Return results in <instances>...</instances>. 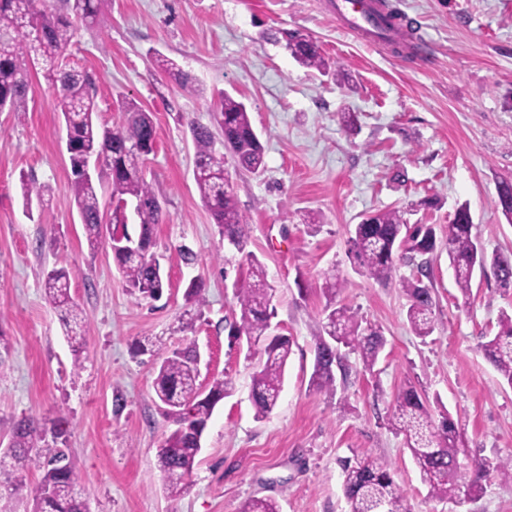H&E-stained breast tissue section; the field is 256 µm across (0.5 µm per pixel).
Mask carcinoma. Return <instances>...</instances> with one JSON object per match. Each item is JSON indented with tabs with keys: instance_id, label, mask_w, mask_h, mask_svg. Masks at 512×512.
<instances>
[{
	"instance_id": "cac0c4a2",
	"label": "carcinoma",
	"mask_w": 512,
	"mask_h": 512,
	"mask_svg": "<svg viewBox=\"0 0 512 512\" xmlns=\"http://www.w3.org/2000/svg\"><path fill=\"white\" fill-rule=\"evenodd\" d=\"M39 0H0V28L8 33L7 44H0V102L9 112L28 110L32 87L26 63L43 65L44 78L58 92L57 108L71 133L69 160L73 179L71 191L88 246L96 251L103 238L101 224L105 206L99 198L100 178L86 176L82 164L89 150L103 155L102 164L110 171V198L136 200L135 212L139 238L150 248L153 226L160 223L161 209L155 205L156 195L143 174L146 148L155 144L156 127L150 113L133 102H122L125 123L116 128L98 125L96 105L89 76L70 66L65 52L74 37V24L67 16L38 7ZM108 0H73L72 11L77 20L96 23L103 15ZM286 47L300 64L321 69L325 59L319 46L311 40L291 35ZM157 66L181 87H195L193 78L174 61L159 56ZM213 118L224 129V139L237 162L249 170L264 164V147L252 126L246 105L229 94H222ZM190 134L196 151L194 179L219 232L239 253L250 237V224L240 213L232 187L224 175V156L215 149L212 130L191 124ZM22 195L27 210L33 201H41L45 186L32 178L21 177ZM512 182H503L498 190V207L512 219ZM351 252L363 276L385 284L398 262H416L417 277L403 281L409 299L407 319L413 332L427 337L436 328L433 313V288L425 283L430 278L427 256L436 250V235L429 224H409L398 210H387L367 216L354 225L349 237ZM114 259L129 288L143 298L161 297L165 285L158 259L151 254L115 253ZM249 281L236 289L240 320L230 325V334L247 343L262 344L256 370L251 381V399L256 418L270 414L282 391L285 368L292 353L293 340L274 335L271 288L261 263L251 254ZM448 260L455 273V283L462 298L470 300L474 274L492 271L497 285L512 288V253L487 256L473 234L467 207L460 208L448 224ZM70 273L54 267L44 274V291L48 302L61 312L62 325L72 340L73 364L81 366L83 337L87 324L79 305L70 295ZM342 283L335 271L324 273L323 290L330 296L324 309L326 336L316 337L315 361L310 387L317 391L335 392L334 369L341 376L349 368L339 354L343 346L359 355L364 370L373 371L385 346L380 330L363 328L351 308L336 306V294ZM499 331L483 343L486 358L495 367L502 382L512 387V313L502 312ZM153 388L163 414L176 428L165 438L157 452V465L163 475L167 493L183 494L191 482L201 441L216 405L232 390L224 379H216L208 390L198 384V348L195 343L176 348L158 358L154 367ZM396 433L403 435L427 485L428 498L439 502H458L461 496L475 498L483 490V482L496 473L504 483H512V456L491 464L480 459L465 475L460 471L459 455L468 451L460 421L443 410L433 414L418 391L409 386L394 398L389 418ZM64 420L50 422L26 417L20 420L10 438L7 451L0 452V465L11 464L15 471L36 470L40 479L32 497V512H87L80 490V475L68 452L51 443L64 436ZM342 490L347 512H409L404 490L397 483L391 465L367 453H353L339 460ZM240 512H280L275 501L254 498Z\"/></svg>"
}]
</instances>
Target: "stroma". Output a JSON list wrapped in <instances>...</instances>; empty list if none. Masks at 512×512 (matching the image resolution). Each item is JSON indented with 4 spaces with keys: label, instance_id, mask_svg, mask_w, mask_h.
Segmentation results:
<instances>
[{
    "label": "stroma",
    "instance_id": "1",
    "mask_svg": "<svg viewBox=\"0 0 512 512\" xmlns=\"http://www.w3.org/2000/svg\"><path fill=\"white\" fill-rule=\"evenodd\" d=\"M336 0H110L102 23L78 24L68 60L88 73L100 124H122L121 100L150 112L157 136L144 175L162 206L152 249L164 271L160 299L131 294L108 245L90 251L71 194L63 118L42 71L24 112H0V440L26 416L64 418L67 446L89 512H240L269 498L280 512H346L338 460L366 452L388 460L410 512H512V484L489 477L480 496L431 500L402 436L388 424L395 393L412 385L459 418L472 450L462 459L512 455V387L482 345L512 310V289L476 276L462 300L448 261V226L470 209L486 253L512 251V224L497 187L512 182V0H388L403 17L400 39L355 37ZM317 43L331 65H299L287 34ZM174 59L196 79L186 90L157 70ZM243 101L264 147L253 172L225 155L238 208L251 226L246 251L265 266L277 333L295 345L278 406L256 419L253 360L231 344L240 318L235 292L248 276L228 248L194 181L189 126L212 125L221 92ZM357 117L355 130L343 113ZM47 191L25 212L21 174ZM403 211L433 225L436 328L417 336L399 265L380 284L362 276L349 231L366 215ZM197 256L185 264L180 247ZM245 251V252H246ZM70 270V293L90 331L74 368L43 272ZM344 283L337 304L380 329L386 345L373 371L358 354L335 393L314 390L316 336L328 302L323 276ZM199 302L187 303L191 280ZM196 343L199 381L230 380L214 410L191 484L170 496L156 453L174 424L155 403L153 367Z\"/></svg>",
    "mask_w": 512,
    "mask_h": 512
}]
</instances>
